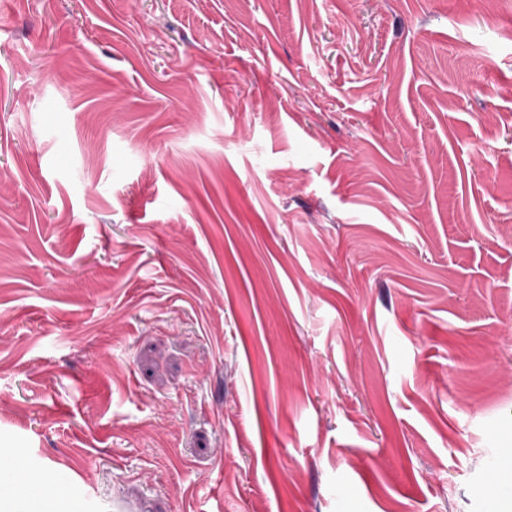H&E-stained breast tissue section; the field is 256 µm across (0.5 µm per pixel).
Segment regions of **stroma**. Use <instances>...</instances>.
I'll list each match as a JSON object with an SVG mask.
<instances>
[{
	"instance_id": "1",
	"label": "stroma",
	"mask_w": 512,
	"mask_h": 512,
	"mask_svg": "<svg viewBox=\"0 0 512 512\" xmlns=\"http://www.w3.org/2000/svg\"><path fill=\"white\" fill-rule=\"evenodd\" d=\"M512 0H0V451L60 512H495Z\"/></svg>"
}]
</instances>
